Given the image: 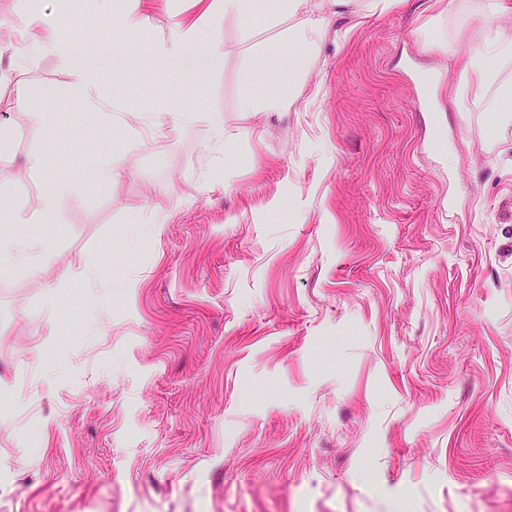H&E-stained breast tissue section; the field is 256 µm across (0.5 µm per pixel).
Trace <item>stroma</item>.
<instances>
[{
	"label": "stroma",
	"instance_id": "stroma-1",
	"mask_svg": "<svg viewBox=\"0 0 512 512\" xmlns=\"http://www.w3.org/2000/svg\"><path fill=\"white\" fill-rule=\"evenodd\" d=\"M85 3L79 25L70 0H0L87 54L115 34L121 105L85 109L75 68L0 44L45 114L0 89L13 208L78 187L0 226L41 254L0 268V512H512V63L475 95L448 0H346L288 110L244 112L277 89L241 75L285 41L283 0L216 10L224 63L194 72L153 63L194 0L125 31L134 0ZM161 107L220 113L224 137L153 133ZM74 188L67 184H60L50 191L43 200L42 212L44 214H57L64 208L66 198Z\"/></svg>",
	"mask_w": 512,
	"mask_h": 512
}]
</instances>
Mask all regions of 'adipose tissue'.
I'll return each mask as SVG.
<instances>
[{
    "mask_svg": "<svg viewBox=\"0 0 512 512\" xmlns=\"http://www.w3.org/2000/svg\"><path fill=\"white\" fill-rule=\"evenodd\" d=\"M322 8L321 0H284V10L294 20L287 44L269 53L264 68L247 67L242 74L244 82H254L262 71L269 74L287 69L304 71L309 56L315 53L323 35ZM12 32L15 44L28 57L53 55L75 65L81 72V79L73 89L74 97L85 108L98 106L103 95L99 82L100 61L79 55L72 41L62 39L55 31L45 28L44 20L37 12L20 17ZM195 44L202 46V53L192 52L191 47ZM155 60L162 65L186 69H216L224 61V45L205 29L202 22L181 24L170 46L159 50ZM510 62L511 38L474 37L470 40L466 56L457 61L456 67L467 77L470 85L481 92L494 83L499 65Z\"/></svg>",
    "mask_w": 512,
    "mask_h": 512,
    "instance_id": "adipose-tissue-1",
    "label": "adipose tissue"
}]
</instances>
